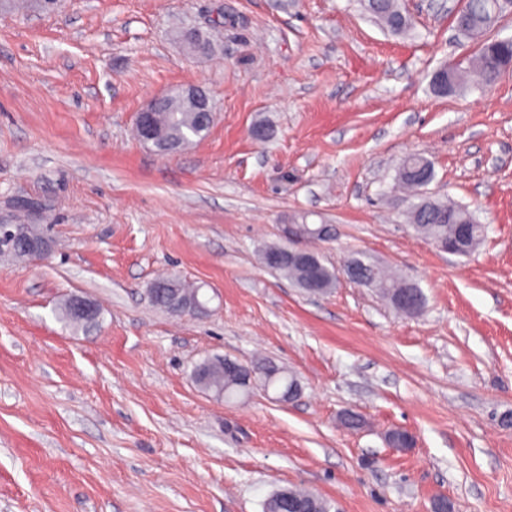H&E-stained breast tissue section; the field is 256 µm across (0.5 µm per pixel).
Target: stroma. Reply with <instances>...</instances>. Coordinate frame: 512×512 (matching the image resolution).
<instances>
[{
	"instance_id": "1",
	"label": "stroma",
	"mask_w": 512,
	"mask_h": 512,
	"mask_svg": "<svg viewBox=\"0 0 512 512\" xmlns=\"http://www.w3.org/2000/svg\"><path fill=\"white\" fill-rule=\"evenodd\" d=\"M395 34L360 0H14L0 11V221L38 202L40 261L0 259V512H262L283 487L339 512H512V72L436 94L467 67L462 0H402ZM208 33L194 53L186 31ZM198 86L203 139L135 136L155 95ZM485 232L438 250L392 188L406 157ZM331 225L327 266L362 251L415 283L422 313L371 287L310 296L260 261L285 225ZM169 274L195 315L154 307ZM83 295L99 326L57 318ZM263 356L301 390L216 399L207 357ZM364 424L349 431L343 412ZM403 430L411 448H390ZM101 311L95 305L93 309L86 315H76L73 313L70 304L69 298L65 299L63 303L59 306L58 318L62 321L66 326L71 329L78 331L79 329H86L95 324H99L101 321Z\"/></svg>"
}]
</instances>
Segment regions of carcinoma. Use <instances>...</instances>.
Returning <instances> with one entry per match:
<instances>
[{
  "instance_id": "obj_1",
  "label": "carcinoma",
  "mask_w": 512,
  "mask_h": 512,
  "mask_svg": "<svg viewBox=\"0 0 512 512\" xmlns=\"http://www.w3.org/2000/svg\"><path fill=\"white\" fill-rule=\"evenodd\" d=\"M362 4L367 13L391 32L400 33L408 27V19L401 11L399 0H362ZM508 10L509 5L500 0H466L456 16L459 33L468 39L479 41V50L472 60V68L484 85H491L498 80L505 72L502 54L512 53V40L491 36V31L500 17ZM158 121L164 132L163 143L153 142L151 146L161 153L164 152V145L184 147L196 138H203L210 128V122H200L196 114L186 110L176 94L170 96V100L158 113ZM433 178L431 163L420 156H412L398 168L395 180L398 186L415 192L418 202L411 207V220L416 232L431 243L453 238L458 223L468 225L469 242L461 244L457 249V254L467 255L471 252V247L481 239L483 227L476 222L468 208L425 195L423 189ZM279 250L278 246L266 248L261 255L262 263L272 271L288 277L298 288L305 289V272L302 269L269 262V258ZM350 257L366 272L363 285L376 289L390 305H395L396 292L408 287V283L389 273L362 252H353ZM154 285L157 289L152 296V302L173 314H182V305H192L200 300V287H191L180 279L163 277L157 279ZM58 318L77 331L99 323L101 311L95 306L88 314L77 315L73 313L69 300L66 299L59 306ZM237 366L236 371L230 369L224 357L206 358L193 367L195 381L216 397L228 401L247 390L245 379L251 375L266 390L277 391L281 396L297 383L288 372L270 361L239 362Z\"/></svg>"
}]
</instances>
